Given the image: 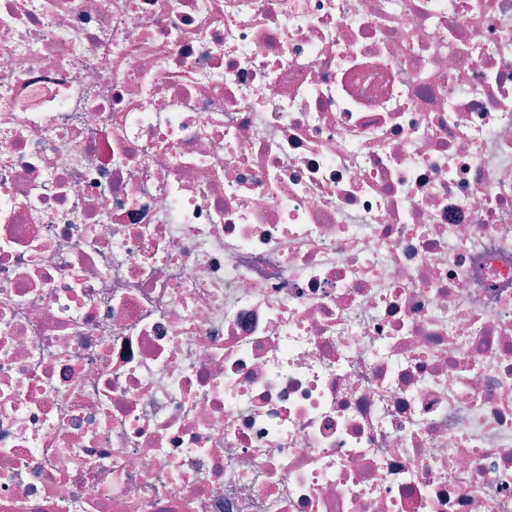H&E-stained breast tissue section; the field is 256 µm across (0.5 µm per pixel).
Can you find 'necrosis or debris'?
<instances>
[{
    "label": "necrosis or debris",
    "instance_id": "1",
    "mask_svg": "<svg viewBox=\"0 0 512 512\" xmlns=\"http://www.w3.org/2000/svg\"><path fill=\"white\" fill-rule=\"evenodd\" d=\"M0 512H512V0H0Z\"/></svg>",
    "mask_w": 512,
    "mask_h": 512
}]
</instances>
